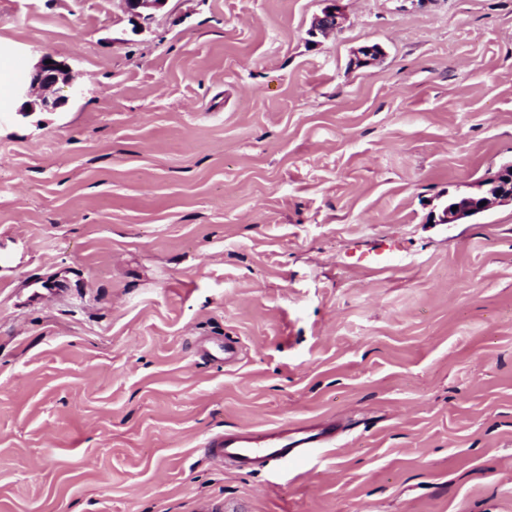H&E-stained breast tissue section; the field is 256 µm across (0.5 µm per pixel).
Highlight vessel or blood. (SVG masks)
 <instances>
[{
    "label": "vessel or blood",
    "instance_id": "b4317fda",
    "mask_svg": "<svg viewBox=\"0 0 512 512\" xmlns=\"http://www.w3.org/2000/svg\"><path fill=\"white\" fill-rule=\"evenodd\" d=\"M336 438L337 428L332 424L220 431L206 439L204 453L216 461H230L237 469L256 471L272 463L304 458L314 449L332 446Z\"/></svg>",
    "mask_w": 512,
    "mask_h": 512
}]
</instances>
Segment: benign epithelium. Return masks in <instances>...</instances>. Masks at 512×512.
Segmentation results:
<instances>
[{"label":"benign epithelium","instance_id":"benign-epithelium-1","mask_svg":"<svg viewBox=\"0 0 512 512\" xmlns=\"http://www.w3.org/2000/svg\"><path fill=\"white\" fill-rule=\"evenodd\" d=\"M166 0H124L126 10L132 17L148 20L151 14L149 9L162 6ZM340 12L335 6L326 8L322 15L315 18L310 29V35L318 33L326 34L339 26ZM39 92L37 99L26 103L19 109L26 115L35 109L52 111L63 106L68 101V96H75L80 92L76 83V75L64 62L56 59L51 52L44 53L30 75V81L26 95ZM512 173V160L503 163L499 169L489 177L493 188L489 195L483 197H467L455 203L457 210L447 209L442 222L457 224L462 220L472 217L476 213L487 210L495 203L512 202V192L509 185L503 183Z\"/></svg>","mask_w":512,"mask_h":512}]
</instances>
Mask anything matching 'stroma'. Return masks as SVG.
<instances>
[{"label": "stroma", "mask_w": 512, "mask_h": 512, "mask_svg": "<svg viewBox=\"0 0 512 512\" xmlns=\"http://www.w3.org/2000/svg\"><path fill=\"white\" fill-rule=\"evenodd\" d=\"M328 5L0 0L81 84L0 107V512H512V202L439 221L512 159V0ZM336 434V423L220 431L206 439L204 454L212 460L230 461L238 470L256 471L271 463L304 458L315 448L332 446Z\"/></svg>", "instance_id": "stroma-1"}]
</instances>
